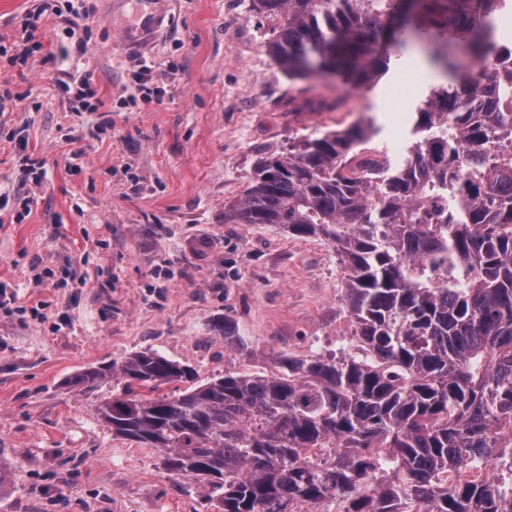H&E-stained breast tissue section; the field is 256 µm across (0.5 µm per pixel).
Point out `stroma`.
<instances>
[{
	"instance_id": "stroma-1",
	"label": "stroma",
	"mask_w": 512,
	"mask_h": 512,
	"mask_svg": "<svg viewBox=\"0 0 512 512\" xmlns=\"http://www.w3.org/2000/svg\"><path fill=\"white\" fill-rule=\"evenodd\" d=\"M25 65L6 55L34 0H0V512H214L206 486L116 436L96 405L117 381L75 389L84 368L141 350L191 365L196 383L275 373L284 356L337 349L353 331L333 243L279 224H228L259 158L314 130L373 117L405 142L421 84L351 89L288 79L252 0H168V25L122 45L132 9L86 21L54 0ZM151 67L162 104L141 100ZM93 72L94 111L58 87ZM26 149H19L18 138ZM43 160L34 185L27 157ZM231 326L247 349L225 345Z\"/></svg>"
}]
</instances>
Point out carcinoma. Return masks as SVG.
<instances>
[{"label": "carcinoma", "mask_w": 512, "mask_h": 512, "mask_svg": "<svg viewBox=\"0 0 512 512\" xmlns=\"http://www.w3.org/2000/svg\"><path fill=\"white\" fill-rule=\"evenodd\" d=\"M290 79L369 88L417 50L452 77L427 87L403 149L373 122L316 130L256 163L226 224H282L336 245L350 347L284 357L281 372L195 380L135 352L76 376L124 380L95 408L161 453L216 512H512V0H253ZM334 448L331 463H305ZM496 464L492 481L450 471Z\"/></svg>", "instance_id": "obj_1"}]
</instances>
